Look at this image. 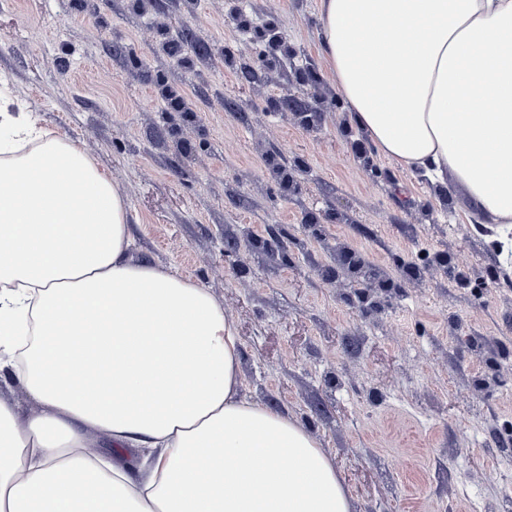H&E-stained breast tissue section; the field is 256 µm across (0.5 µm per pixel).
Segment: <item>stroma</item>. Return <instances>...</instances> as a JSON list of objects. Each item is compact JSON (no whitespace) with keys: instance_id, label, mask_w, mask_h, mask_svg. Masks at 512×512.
Masks as SVG:
<instances>
[{"instance_id":"obj_1","label":"stroma","mask_w":512,"mask_h":512,"mask_svg":"<svg viewBox=\"0 0 512 512\" xmlns=\"http://www.w3.org/2000/svg\"><path fill=\"white\" fill-rule=\"evenodd\" d=\"M319 28L320 0H0V106L109 173L134 256L223 305L242 395L352 512H512L496 227L351 125Z\"/></svg>"}]
</instances>
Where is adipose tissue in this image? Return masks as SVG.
<instances>
[{"mask_svg": "<svg viewBox=\"0 0 512 512\" xmlns=\"http://www.w3.org/2000/svg\"><path fill=\"white\" fill-rule=\"evenodd\" d=\"M320 48L379 152L448 177L512 249V0H321ZM128 205L74 143L0 114V512H351L320 443L241 394L240 342L201 284L134 258ZM145 448L127 470L94 452ZM0 396L15 406L20 421L37 415L41 410L30 398L24 385L14 377H9L7 384L1 381Z\"/></svg>", "mask_w": 512, "mask_h": 512, "instance_id": "adipose-tissue-1", "label": "adipose tissue"}]
</instances>
